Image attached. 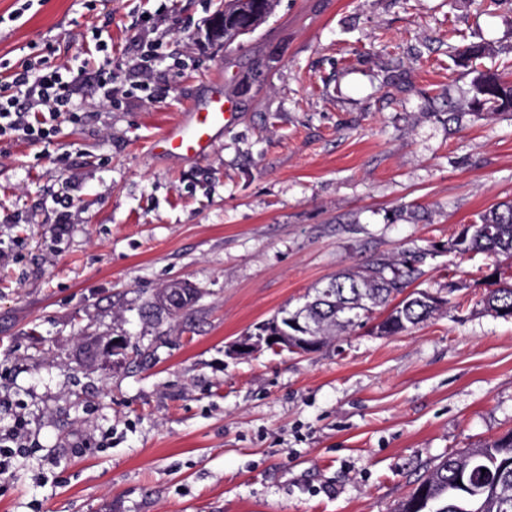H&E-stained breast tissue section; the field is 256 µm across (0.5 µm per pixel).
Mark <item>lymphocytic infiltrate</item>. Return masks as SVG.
Returning <instances> with one entry per match:
<instances>
[{
    "mask_svg": "<svg viewBox=\"0 0 512 512\" xmlns=\"http://www.w3.org/2000/svg\"><path fill=\"white\" fill-rule=\"evenodd\" d=\"M149 28H142L139 38L146 51L129 72V86L113 80L109 63L95 70L85 67L63 68L54 64L45 53L36 59H24L10 67L8 84L0 85V140L21 135L30 140H44L50 135L49 122L73 120L78 116L77 96L85 77H92L103 98L113 101L125 94L127 87L142 86L151 73V62L160 44L151 40Z\"/></svg>",
    "mask_w": 512,
    "mask_h": 512,
    "instance_id": "f902f5d3",
    "label": "lymphocytic infiltrate"
}]
</instances>
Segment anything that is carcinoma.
I'll use <instances>...</instances> for the list:
<instances>
[{
    "instance_id": "1",
    "label": "carcinoma",
    "mask_w": 512,
    "mask_h": 512,
    "mask_svg": "<svg viewBox=\"0 0 512 512\" xmlns=\"http://www.w3.org/2000/svg\"><path fill=\"white\" fill-rule=\"evenodd\" d=\"M472 91L473 115L481 116L486 107L512 112V85L497 73H476ZM450 248L460 254L512 256V201L489 208L479 221L464 226ZM403 267H409L405 260L380 258L363 270H346L313 288L295 311L309 323L317 349L363 327L378 308L387 307L389 312L372 326V332L394 336L431 318L447 304L425 298L423 291L404 294ZM196 295V289L172 283L141 310V317L162 311L177 314L190 307ZM482 303L495 315L512 318V284L493 281ZM421 500L427 501L425 512H512V430L480 448L443 457L399 503L397 512H412Z\"/></svg>"
}]
</instances>
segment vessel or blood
<instances>
[{
    "label": "vessel or blood",
    "mask_w": 512,
    "mask_h": 512,
    "mask_svg": "<svg viewBox=\"0 0 512 512\" xmlns=\"http://www.w3.org/2000/svg\"><path fill=\"white\" fill-rule=\"evenodd\" d=\"M228 116L229 108L223 96H213L209 110L184 112L181 119L162 134L156 149L165 155L202 159L223 131Z\"/></svg>",
    "instance_id": "obj_1"
}]
</instances>
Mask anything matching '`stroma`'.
<instances>
[{
	"instance_id": "35a3bbf8",
	"label": "stroma",
	"mask_w": 512,
	"mask_h": 512,
	"mask_svg": "<svg viewBox=\"0 0 512 512\" xmlns=\"http://www.w3.org/2000/svg\"><path fill=\"white\" fill-rule=\"evenodd\" d=\"M219 3L35 0L17 19L0 0L2 59L105 55L122 83L144 22L164 51L113 103L84 84L49 142H0V423L24 413L31 449L0 512H395L448 451L512 429V319L482 305L512 257L448 248L512 201V112H469L473 69L512 84V0H278L217 48ZM473 43L491 52L463 66ZM217 86L233 117L209 154H156ZM416 250L411 287L446 313L226 355L318 283ZM175 280L193 307L139 319Z\"/></svg>"
}]
</instances>
